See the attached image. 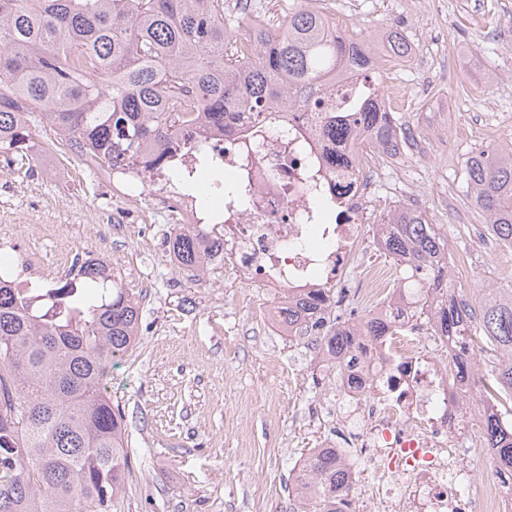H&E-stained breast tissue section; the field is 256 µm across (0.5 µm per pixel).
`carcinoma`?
Returning <instances> with one entry per match:
<instances>
[{"label": "carcinoma", "mask_w": 512, "mask_h": 512, "mask_svg": "<svg viewBox=\"0 0 512 512\" xmlns=\"http://www.w3.org/2000/svg\"><path fill=\"white\" fill-rule=\"evenodd\" d=\"M395 55L413 48L398 31L384 38ZM373 44L350 32L329 34V15L301 0L272 26L246 13L224 14V0H0V153L24 166L36 144L31 116L55 134L46 144L87 155L102 167H148L190 185L179 166L195 155L209 165L192 134L193 112L226 127L234 112L259 116L278 101L286 112L322 105L331 79L360 80L347 112L323 110L325 136L342 146L336 166L369 134L394 156L405 128L381 109L369 76ZM190 82L194 109L176 98ZM466 197L499 241L512 246V152L486 146L465 168ZM382 250L412 270L415 301L446 339L459 382L492 377L512 398V287L486 288L469 300L448 280V249L436 225L408 207L381 225ZM178 267L196 275L224 252L207 224L169 241ZM47 300L0 278V512H110L126 486L125 422L102 384L112 359L139 341L138 302L100 263L45 293ZM324 293L284 303L288 323L308 316ZM492 344L480 357L474 323ZM385 324L370 311L359 331L330 323L316 346L336 362L354 363L363 337ZM499 400L483 401L486 448L495 469L512 471V423ZM305 478L291 485L297 512H345L350 487L336 455L309 450Z\"/></svg>", "instance_id": "obj_1"}]
</instances>
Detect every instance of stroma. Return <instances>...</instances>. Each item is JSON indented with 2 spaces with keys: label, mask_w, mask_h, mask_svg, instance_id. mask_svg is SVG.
Instances as JSON below:
<instances>
[{
  "label": "stroma",
  "mask_w": 512,
  "mask_h": 512,
  "mask_svg": "<svg viewBox=\"0 0 512 512\" xmlns=\"http://www.w3.org/2000/svg\"><path fill=\"white\" fill-rule=\"evenodd\" d=\"M324 0L349 30L369 40L397 20L414 45L402 74L408 96L394 112L414 140L390 160L380 185L390 205L423 211L470 269L448 275L464 295L512 285V249L477 242L482 224L464 188L473 151H512V0ZM453 137L445 153L439 143ZM54 170L0 168V234L18 237L51 269L35 288L65 283L60 249L73 261L96 249L140 301V342L116 358L107 393L125 417L130 476L111 512H292L288 475L321 427L310 404L330 410L335 370L316 367L307 338L269 333L267 297L231 278L222 260L195 279L169 252L177 232L143 199L139 225H115L121 201L102 168L68 153Z\"/></svg>",
  "instance_id": "obj_1"
}]
</instances>
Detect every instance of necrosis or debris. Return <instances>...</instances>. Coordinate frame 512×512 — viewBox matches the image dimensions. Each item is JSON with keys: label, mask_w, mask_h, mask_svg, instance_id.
<instances>
[{"label": "necrosis or debris", "mask_w": 512, "mask_h": 512, "mask_svg": "<svg viewBox=\"0 0 512 512\" xmlns=\"http://www.w3.org/2000/svg\"><path fill=\"white\" fill-rule=\"evenodd\" d=\"M251 113L236 115L235 133L203 119L192 132L247 194L225 193L222 209L168 179L136 170H114L115 190L137 185L157 209L192 228L214 224L224 240L228 270L239 284L258 286L276 303L264 312L267 328L298 335L277 300L306 296L345 282L361 303L381 300L395 279L393 267L360 257L388 213L375 192L384 152L363 142L348 167L325 163L332 145L319 133L318 115H282L273 104L260 136L246 134ZM441 337L413 319L398 317L384 336L367 340L341 376L336 430L315 446L336 455L353 493L349 512H512L503 480H475L468 465L473 438L454 442L468 417L450 406L452 382L435 357Z\"/></svg>", "instance_id": "obj_1"}]
</instances>
